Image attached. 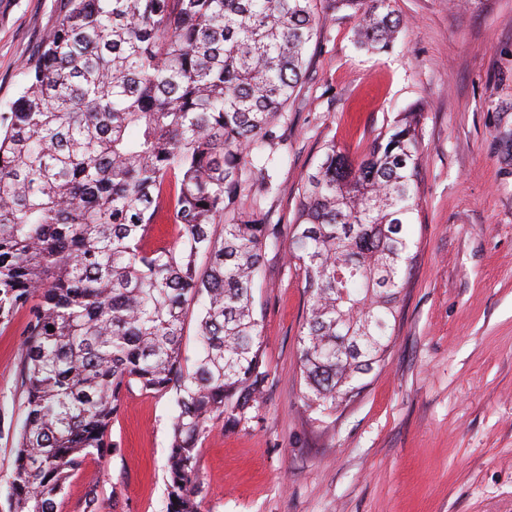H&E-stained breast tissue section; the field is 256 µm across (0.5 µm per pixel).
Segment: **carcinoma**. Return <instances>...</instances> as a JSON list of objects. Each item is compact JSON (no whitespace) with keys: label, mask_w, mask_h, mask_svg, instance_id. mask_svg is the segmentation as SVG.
Masks as SVG:
<instances>
[{"label":"carcinoma","mask_w":512,"mask_h":512,"mask_svg":"<svg viewBox=\"0 0 512 512\" xmlns=\"http://www.w3.org/2000/svg\"><path fill=\"white\" fill-rule=\"evenodd\" d=\"M393 3L325 0L370 53L407 28ZM319 22L313 0H67L23 64L0 114V322L30 312L12 512H54L88 458L120 451L112 420L134 387L174 401L167 512H201L203 441L267 391L254 290L282 236L307 293L306 406L336 414L385 361L416 263L422 114L398 113L356 163L325 144L290 224L240 211L253 189L280 191L271 171ZM164 202L177 237L153 248ZM103 508L88 486L81 512Z\"/></svg>","instance_id":"1"}]
</instances>
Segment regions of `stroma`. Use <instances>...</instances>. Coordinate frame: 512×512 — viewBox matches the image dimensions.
<instances>
[{"label":"stroma","mask_w":512,"mask_h":512,"mask_svg":"<svg viewBox=\"0 0 512 512\" xmlns=\"http://www.w3.org/2000/svg\"><path fill=\"white\" fill-rule=\"evenodd\" d=\"M66 0H0V113L22 64ZM410 23L393 51L353 45L356 20L317 0L321 33L298 97L272 200L244 213L290 223L325 143L360 160L398 112L421 105L425 158L410 227L417 264L384 365L332 418L305 405L298 339L305 282L268 251L255 289L273 381L246 421L203 442L202 512H512V0H395ZM27 310L0 323V512H10L23 418ZM169 397L127 393L121 443L87 460L58 498L79 512L98 484L105 512H165Z\"/></svg>","instance_id":"stroma-1"}]
</instances>
